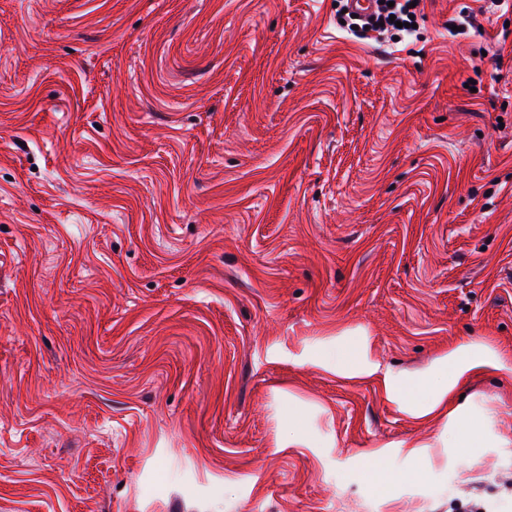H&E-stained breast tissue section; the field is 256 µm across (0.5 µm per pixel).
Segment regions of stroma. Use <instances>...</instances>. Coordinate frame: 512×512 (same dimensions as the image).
Instances as JSON below:
<instances>
[{"label":"stroma","instance_id":"35a3bbf8","mask_svg":"<svg viewBox=\"0 0 512 512\" xmlns=\"http://www.w3.org/2000/svg\"><path fill=\"white\" fill-rule=\"evenodd\" d=\"M415 12L0 0V512H512V0ZM381 1H384V4H381ZM390 1L394 2L393 7H388ZM415 1L416 0H376L377 8L369 23H354L353 25L358 26L357 31L361 33L385 31L389 29L410 31L413 29L412 24L415 23V7H409V4ZM390 15L395 16L394 21H390ZM410 15H414V19H410ZM396 21L403 23L402 28H398L395 25ZM380 22H383V25H380ZM405 22L409 23V27L405 26ZM365 26H368V29H365ZM497 364L489 350L474 351L471 346L462 345L442 358L432 372L406 382L385 375L382 383L386 397L402 411L431 420L448 416V394L466 383L473 370L481 366L498 367ZM425 391L424 397L417 396Z\"/></svg>","mask_w":512,"mask_h":512}]
</instances>
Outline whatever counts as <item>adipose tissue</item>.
Here are the masks:
<instances>
[{"instance_id": "obj_1", "label": "adipose tissue", "mask_w": 512, "mask_h": 512, "mask_svg": "<svg viewBox=\"0 0 512 512\" xmlns=\"http://www.w3.org/2000/svg\"><path fill=\"white\" fill-rule=\"evenodd\" d=\"M489 350L476 351L463 345L442 358L432 372L411 381L382 380L386 397L400 409L418 419L431 420L448 413V396L466 383L473 370L481 366H497Z\"/></svg>"}]
</instances>
